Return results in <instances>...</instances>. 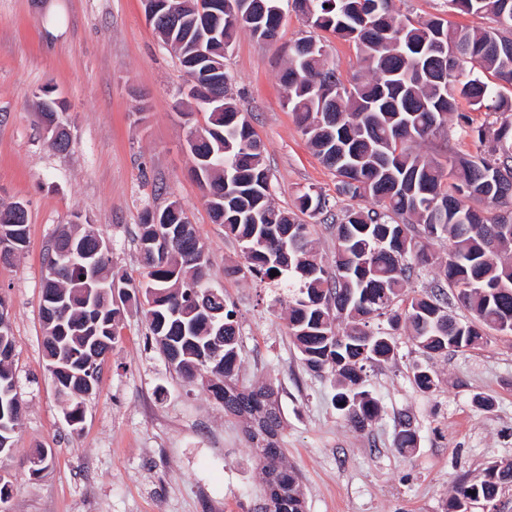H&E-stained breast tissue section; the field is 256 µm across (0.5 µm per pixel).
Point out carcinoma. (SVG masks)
Instances as JSON below:
<instances>
[{
	"label": "carcinoma",
	"mask_w": 512,
	"mask_h": 512,
	"mask_svg": "<svg viewBox=\"0 0 512 512\" xmlns=\"http://www.w3.org/2000/svg\"><path fill=\"white\" fill-rule=\"evenodd\" d=\"M210 0H151L159 10L153 27L178 54L191 78L186 98L205 108L203 90L224 96V111L208 112L206 139L190 147L192 171L205 190L214 220L240 245L263 235L268 246L242 253L244 263L232 269L286 285L291 292L288 332L305 367L336 376V405L356 428H367L379 407L367 386L366 365L382 364L395 355L393 330L405 325L426 354L474 349L486 342V330L512 332V261L501 254L512 246V98L486 82L491 72L512 84V0H448L457 14L486 13L494 26L474 30L435 17L414 20L393 12L392 0H294L295 8L314 29L355 43L369 79L344 82L329 66L324 45L311 38L291 49L281 75L287 87L286 106L324 165L337 178V192L359 202L331 213L329 199L319 192L298 196L297 212L275 207L271 180L248 115L228 95L225 51L245 27L260 39L278 34L281 0H222L218 15H201L199 4ZM217 29L219 35L209 32ZM467 99L492 117L472 127L485 151L477 157L448 151V164L425 160L411 144L445 133L448 115L458 98ZM43 121L65 111L50 92L39 102ZM322 215L336 230L334 269L318 267L316 225L297 213ZM185 214L173 201L161 210L147 209L139 224L138 244L145 269L134 286L137 301L156 345L166 342L174 370L191 383L199 370L211 374L208 387L224 412L247 417L258 437L254 462L265 470L266 449L277 447L282 428L280 411H270L246 396L226 399L220 392L237 385L241 366L235 311L224 294L191 298L193 289H207V262L200 261L193 227L181 223ZM450 240L446 258L437 247ZM11 254L28 243L27 211L4 209L0 242ZM93 251L89 231L64 233L47 255L45 290L65 296L58 315L44 318L48 372L68 403L65 417L83 422V401L96 392L105 360L88 351L112 352L121 320L120 309L101 294L90 298L83 266L64 256L68 246ZM438 268L439 278L418 297L404 288L423 272ZM277 276H271V271ZM471 313L457 321L444 313L453 302ZM224 318V351L210 360L215 330L207 311ZM383 320L386 326L373 321ZM11 328L0 334V438L10 440L22 421V398L13 369ZM422 391L435 386L427 366L413 370ZM416 432L404 425L396 440L407 452L416 447ZM277 497L272 512H304L298 476L280 462ZM512 484V466L478 482L462 483L446 503L445 512H468L465 492L492 501Z\"/></svg>",
	"instance_id": "cac0c4a2"
}]
</instances>
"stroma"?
<instances>
[{"instance_id": "1", "label": "stroma", "mask_w": 512, "mask_h": 512, "mask_svg": "<svg viewBox=\"0 0 512 512\" xmlns=\"http://www.w3.org/2000/svg\"><path fill=\"white\" fill-rule=\"evenodd\" d=\"M399 14L484 29L485 15H449L446 0H392ZM275 41L240 31L224 66L230 92L248 113L271 172L272 202L296 208L321 192L351 207L336 177L315 156L284 105L281 75L301 38L321 41L343 80L359 74L354 43L312 29L283 0ZM187 76L149 24L142 0H0V206L25 205L26 249L0 262L14 369L24 419L0 470L12 481L9 512H258L266 482L251 460L244 419L226 414L205 384L184 381L149 339L135 301L119 297L120 336L84 420L69 426L46 371L41 304L45 254L64 230L93 226L108 241L119 288L144 276L137 234L145 209L179 202L209 261L207 281L237 312L240 385H272L283 418L279 443L299 477L305 512H443L459 481L478 480L492 462L512 459V333L489 332L478 348L427 359L406 328L395 330V356L367 369L380 412L365 430L336 408L331 374L308 371L288 334V292L251 275L238 243L214 223L185 150L190 127L207 114H180ZM63 100L70 139L48 147L38 117L43 90ZM481 125L484 111L459 99L447 137L415 143L414 152L445 161L482 148L458 125ZM436 376L432 390L413 382L416 365ZM410 417L414 450L395 447ZM47 468L30 475L36 449Z\"/></svg>"}]
</instances>
